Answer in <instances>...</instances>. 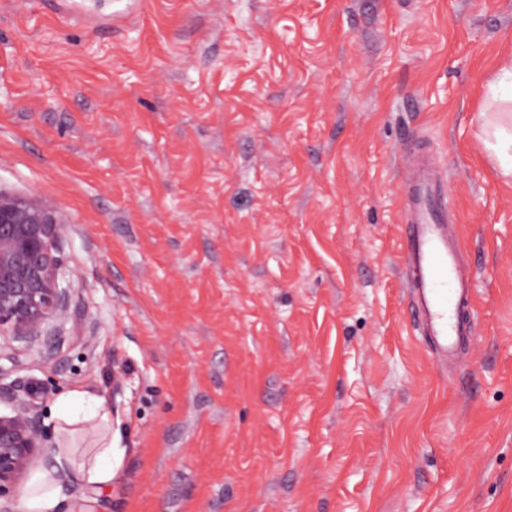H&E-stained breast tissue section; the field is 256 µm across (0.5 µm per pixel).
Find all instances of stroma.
I'll return each instance as SVG.
<instances>
[{"label": "stroma", "mask_w": 512, "mask_h": 512, "mask_svg": "<svg viewBox=\"0 0 512 512\" xmlns=\"http://www.w3.org/2000/svg\"><path fill=\"white\" fill-rule=\"evenodd\" d=\"M511 58L512 0H0V186L67 214L72 314L0 340L6 382L57 454L113 445L108 488L35 465L54 512H512ZM421 150L472 276L452 367L403 265ZM71 390L111 423L60 425ZM494 151L502 176L512 177V133L507 128L498 127L495 132V142H487Z\"/></svg>", "instance_id": "obj_1"}]
</instances>
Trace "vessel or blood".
<instances>
[{
    "label": "vessel or blood",
    "mask_w": 512,
    "mask_h": 512,
    "mask_svg": "<svg viewBox=\"0 0 512 512\" xmlns=\"http://www.w3.org/2000/svg\"><path fill=\"white\" fill-rule=\"evenodd\" d=\"M432 168V161L422 160L407 185L404 258L420 331L445 365L456 359L469 334L460 308L470 303L472 288L461 265L458 237L448 225L449 189L434 178Z\"/></svg>",
    "instance_id": "obj_1"
}]
</instances>
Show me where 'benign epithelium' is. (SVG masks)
Here are the masks:
<instances>
[{
  "label": "benign epithelium",
  "instance_id": "benign-epithelium-1",
  "mask_svg": "<svg viewBox=\"0 0 512 512\" xmlns=\"http://www.w3.org/2000/svg\"><path fill=\"white\" fill-rule=\"evenodd\" d=\"M69 227L56 204L0 187V337L31 340L70 317L59 242ZM0 500L11 497L45 455L49 437L36 404L0 385Z\"/></svg>",
  "mask_w": 512,
  "mask_h": 512
}]
</instances>
